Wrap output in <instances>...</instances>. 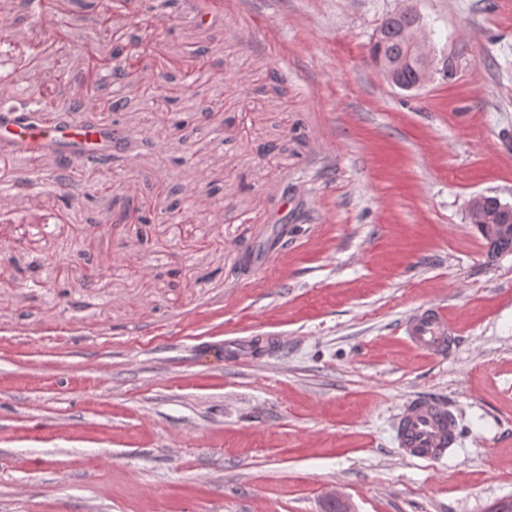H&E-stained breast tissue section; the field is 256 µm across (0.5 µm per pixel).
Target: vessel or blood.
I'll use <instances>...</instances> for the list:
<instances>
[{
  "label": "vessel or blood",
  "instance_id": "b4317fda",
  "mask_svg": "<svg viewBox=\"0 0 512 512\" xmlns=\"http://www.w3.org/2000/svg\"><path fill=\"white\" fill-rule=\"evenodd\" d=\"M10 127L8 137L22 148L51 146L78 157L102 156L112 151L115 134L103 127H78L54 115L35 125L18 120L11 111L0 114ZM454 329L440 307L418 308L404 323V334L419 350L433 356L448 354ZM458 429L447 407L419 396L409 401L396 423L395 441L403 457L432 461L456 444Z\"/></svg>",
  "mask_w": 512,
  "mask_h": 512
}]
</instances>
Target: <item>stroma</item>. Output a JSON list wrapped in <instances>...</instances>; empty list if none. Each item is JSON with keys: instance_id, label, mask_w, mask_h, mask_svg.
<instances>
[{"instance_id": "stroma-1", "label": "stroma", "mask_w": 512, "mask_h": 512, "mask_svg": "<svg viewBox=\"0 0 512 512\" xmlns=\"http://www.w3.org/2000/svg\"><path fill=\"white\" fill-rule=\"evenodd\" d=\"M410 3L455 74L407 92L370 58L399 0H51L50 27L0 0L14 105L84 124L93 56L132 98L95 115L122 136L86 194L0 135V512L512 501V254L468 216L512 204V0ZM428 304L457 330L443 357L401 329ZM419 395L459 428L435 462L395 443ZM483 205L481 215L477 213H470V224H473L477 232L482 236L487 247V253L492 257L501 255L512 254V234L500 236L489 228L486 224L487 221L502 222V215L504 212L500 210V201L498 197L488 196Z\"/></svg>"}]
</instances>
